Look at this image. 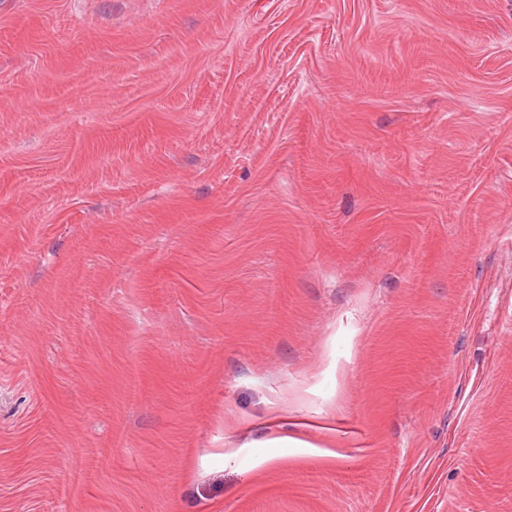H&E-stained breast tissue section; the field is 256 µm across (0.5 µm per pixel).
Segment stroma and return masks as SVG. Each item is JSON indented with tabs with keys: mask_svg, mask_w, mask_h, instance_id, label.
<instances>
[{
	"mask_svg": "<svg viewBox=\"0 0 512 512\" xmlns=\"http://www.w3.org/2000/svg\"><path fill=\"white\" fill-rule=\"evenodd\" d=\"M0 512H512V0H7Z\"/></svg>",
	"mask_w": 512,
	"mask_h": 512,
	"instance_id": "35a3bbf8",
	"label": "stroma"
}]
</instances>
